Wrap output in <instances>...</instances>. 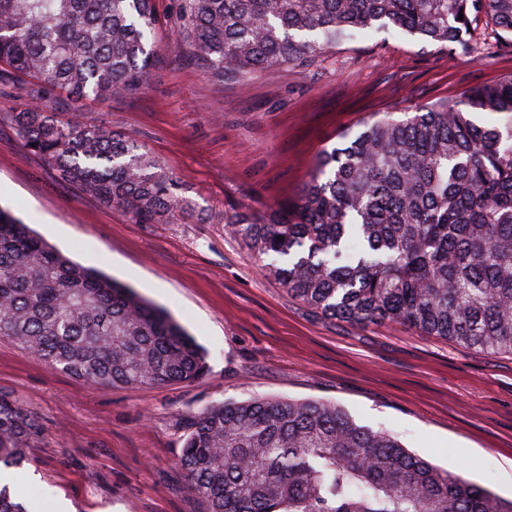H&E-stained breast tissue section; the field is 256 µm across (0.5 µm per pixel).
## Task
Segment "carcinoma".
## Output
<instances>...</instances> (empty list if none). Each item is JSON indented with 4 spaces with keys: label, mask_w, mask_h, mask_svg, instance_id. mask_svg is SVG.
Masks as SVG:
<instances>
[{
    "label": "carcinoma",
    "mask_w": 512,
    "mask_h": 512,
    "mask_svg": "<svg viewBox=\"0 0 512 512\" xmlns=\"http://www.w3.org/2000/svg\"><path fill=\"white\" fill-rule=\"evenodd\" d=\"M483 17L512 35V0H176L171 25L212 78L244 84L379 29L463 46ZM163 24L155 0H0V74L27 77L29 98L0 124L59 179L137 224L186 214L173 178L134 134L60 120L43 101L57 89L136 95ZM226 224L265 276L324 318L512 355V75L365 122L323 152L293 200ZM0 336L94 386L190 382L205 370L166 310L2 207ZM45 441L38 417L0 392V465L21 466ZM179 467L207 512H512V500L321 401L207 407L192 416ZM0 512L32 506L0 482Z\"/></svg>",
    "instance_id": "obj_1"
}]
</instances>
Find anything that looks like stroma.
<instances>
[{
	"mask_svg": "<svg viewBox=\"0 0 512 512\" xmlns=\"http://www.w3.org/2000/svg\"><path fill=\"white\" fill-rule=\"evenodd\" d=\"M144 92L58 93L61 118L136 133L177 182L178 224H137L49 173L0 128V206L74 261L165 308L206 353L191 382L99 387L0 337V389L42 422L45 445L13 483L36 512H206L177 459L188 419L214 403L285 396L344 408L419 457L512 499V355L486 354L399 324L352 326L312 313L263 276L226 224L298 195L320 155L382 112L457 100L512 74V36L487 54L370 33L307 69L214 81L173 29Z\"/></svg>",
	"mask_w": 512,
	"mask_h": 512,
	"instance_id": "1",
	"label": "stroma"
}]
</instances>
